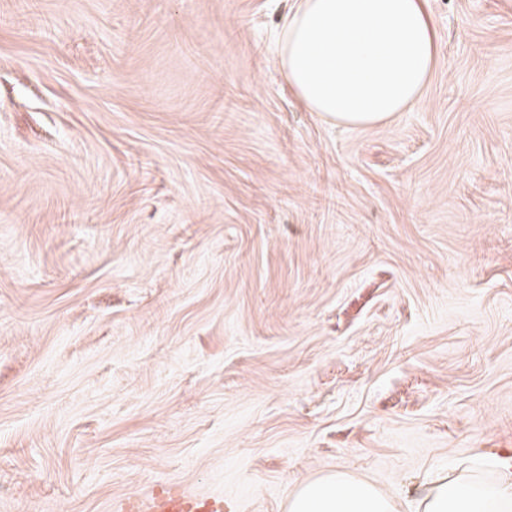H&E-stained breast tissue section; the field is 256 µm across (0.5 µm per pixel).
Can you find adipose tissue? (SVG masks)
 Here are the masks:
<instances>
[{
	"instance_id": "obj_1",
	"label": "adipose tissue",
	"mask_w": 512,
	"mask_h": 512,
	"mask_svg": "<svg viewBox=\"0 0 512 512\" xmlns=\"http://www.w3.org/2000/svg\"><path fill=\"white\" fill-rule=\"evenodd\" d=\"M426 0H298L279 42V63L309 111L363 126L389 119L421 97L436 64ZM485 482L460 471L433 480L416 512H512V455ZM372 484L338 471L308 481L288 512H396Z\"/></svg>"
}]
</instances>
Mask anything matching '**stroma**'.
<instances>
[{
	"label": "stroma",
	"mask_w": 512,
	"mask_h": 512,
	"mask_svg": "<svg viewBox=\"0 0 512 512\" xmlns=\"http://www.w3.org/2000/svg\"><path fill=\"white\" fill-rule=\"evenodd\" d=\"M427 7L421 100L356 127L276 62L295 0H0V512H408L512 451V0ZM396 509L389 495L344 471L302 484L288 504L289 512H396ZM115 512H223V497L189 492L179 485L164 483L150 494L119 503Z\"/></svg>",
	"instance_id": "1"
}]
</instances>
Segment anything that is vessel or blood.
Returning a JSON list of instances; mask_svg holds the SVG:
<instances>
[{
	"label": "vessel or blood",
	"mask_w": 512,
	"mask_h": 512,
	"mask_svg": "<svg viewBox=\"0 0 512 512\" xmlns=\"http://www.w3.org/2000/svg\"><path fill=\"white\" fill-rule=\"evenodd\" d=\"M114 512H224V500L164 483L146 496L115 505Z\"/></svg>",
	"instance_id": "1"
}]
</instances>
